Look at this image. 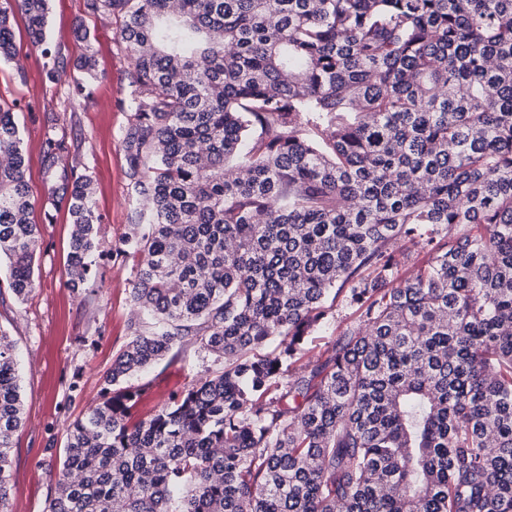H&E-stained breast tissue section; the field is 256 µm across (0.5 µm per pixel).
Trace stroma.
<instances>
[{
    "label": "stroma",
    "mask_w": 512,
    "mask_h": 512,
    "mask_svg": "<svg viewBox=\"0 0 512 512\" xmlns=\"http://www.w3.org/2000/svg\"><path fill=\"white\" fill-rule=\"evenodd\" d=\"M13 24V56L0 59V99L12 105L23 139L38 247L35 287L25 300L11 293L0 268V329L20 354L25 420L13 437L10 512H45L66 428L100 402L112 359L135 315L130 291L137 260L116 255L133 208L123 145L132 60L115 43L111 15L88 14L84 0H49L43 45L31 43L21 16H14ZM87 56L96 61V77L82 68ZM57 59L67 72L54 81L49 72ZM51 133L64 139L67 156L50 173L43 144ZM71 164L92 175L99 222L96 262L76 288L68 275V203L55 190ZM211 362L207 353L186 344L178 362L137 375L136 384L147 387L141 413L166 402L189 375L204 372Z\"/></svg>",
    "instance_id": "stroma-1"
}]
</instances>
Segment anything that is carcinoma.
I'll use <instances>...</instances> for the list:
<instances>
[{"label": "carcinoma", "instance_id": "carcinoma-1", "mask_svg": "<svg viewBox=\"0 0 512 512\" xmlns=\"http://www.w3.org/2000/svg\"><path fill=\"white\" fill-rule=\"evenodd\" d=\"M128 72L131 301L103 400L69 425L46 512H512V0H85ZM44 41L48 0L0 4ZM67 147L46 140L54 167ZM0 100V259L37 225ZM66 180L69 276L97 251ZM432 254L401 277L403 244ZM350 288H345V285ZM354 321L309 374L336 315ZM215 356L142 417L134 375ZM0 330V512L24 424ZM354 316L352 310L347 308L343 303L336 302V321L331 322L330 325L322 328L311 336V347H313V354L319 357L324 354L326 350L331 348L332 344L341 335L347 325L351 323Z\"/></svg>", "mask_w": 512, "mask_h": 512}]
</instances>
